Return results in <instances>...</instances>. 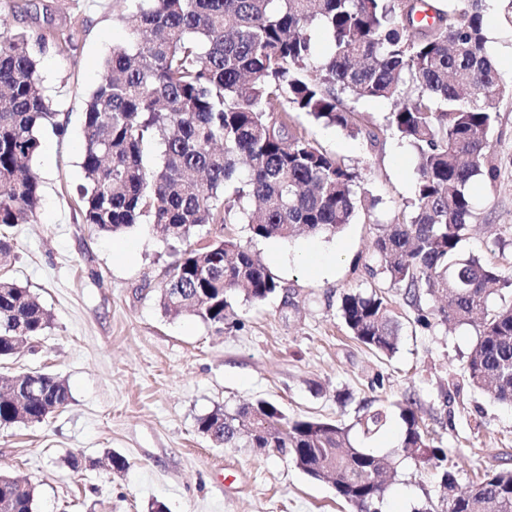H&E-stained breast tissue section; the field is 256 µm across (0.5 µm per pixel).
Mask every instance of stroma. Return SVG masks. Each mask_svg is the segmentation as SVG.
Masks as SVG:
<instances>
[{
    "label": "stroma",
    "instance_id": "35a3bbf8",
    "mask_svg": "<svg viewBox=\"0 0 512 512\" xmlns=\"http://www.w3.org/2000/svg\"><path fill=\"white\" fill-rule=\"evenodd\" d=\"M486 50L504 83L512 84V0H483ZM131 0H0L12 29L42 35L38 70L65 135L44 132L30 166L40 179L33 223L9 228L15 261L11 276L52 315L35 349L0 362V373L48 372L69 388L68 405L36 425L0 428V471L36 486L35 512H354L331 484L316 481L273 450L239 441L215 446L197 419L216 408L266 400L288 417L348 426L353 445L391 455L395 474L386 495L394 512L438 504L430 462L399 456L404 424L399 402L409 399L436 447L444 449L460 486L485 471L512 469V407L463 382L476 335L422 320L399 289L374 267L372 243L381 224L409 201L417 157L385 126L391 105L355 103L361 126L376 143L289 115L328 152L361 175L365 205L336 236L303 234L288 241L249 239L244 224L224 235L249 241L255 257L283 291L262 302L232 299L223 329L198 317L164 315L157 289L182 243L150 224L117 236L83 224L82 115L103 59L125 45L120 16ZM72 46H65V37ZM491 136L498 178L472 188L476 218L463 251L512 266V94L496 108ZM333 259L330 274L316 264ZM381 293L401 323L397 351L368 349L344 326L339 312L349 292ZM385 405L384 430L366 440L355 422L366 404ZM127 466L115 471L112 454ZM82 465L72 470L69 456Z\"/></svg>",
    "mask_w": 512,
    "mask_h": 512
}]
</instances>
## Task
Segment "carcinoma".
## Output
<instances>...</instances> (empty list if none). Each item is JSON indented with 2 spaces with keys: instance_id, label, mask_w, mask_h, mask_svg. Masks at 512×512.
Listing matches in <instances>:
<instances>
[{
  "instance_id": "carcinoma-1",
  "label": "carcinoma",
  "mask_w": 512,
  "mask_h": 512,
  "mask_svg": "<svg viewBox=\"0 0 512 512\" xmlns=\"http://www.w3.org/2000/svg\"><path fill=\"white\" fill-rule=\"evenodd\" d=\"M124 20L129 42L105 58L86 103L79 188L83 223L114 235L154 224L190 241L209 224L246 223L253 239L300 231L336 235L362 199L359 174L288 125L304 112L373 144L349 103L393 102L387 128L418 157L414 197L381 226L373 243L379 273L418 308L447 325H470L476 344L465 376L512 405V268L461 249L475 218L470 186L494 184L490 137L508 92L485 52L481 0H136ZM332 43L316 52L315 32ZM43 40L0 18V227L28 224L40 202L29 166L43 130L66 125L50 107L37 72ZM15 259L0 232V268ZM282 290L248 246L217 235L188 248L165 270L159 304L174 318L193 315L221 327L241 291L264 301ZM349 332L391 355L400 325L385 297L351 292L341 300ZM52 316L29 289L0 276V360L35 347ZM57 376H0V427L43 422L69 403ZM401 451L433 461L447 497L421 512H512V469L459 486L447 455L432 445L413 408L401 406ZM382 407L358 419L365 438L386 426ZM218 447L245 438L274 448L309 478L330 480L357 512H380L389 461L354 447L348 429L321 419H290L259 400L197 420ZM35 487L0 474V512H34Z\"/></svg>"
}]
</instances>
